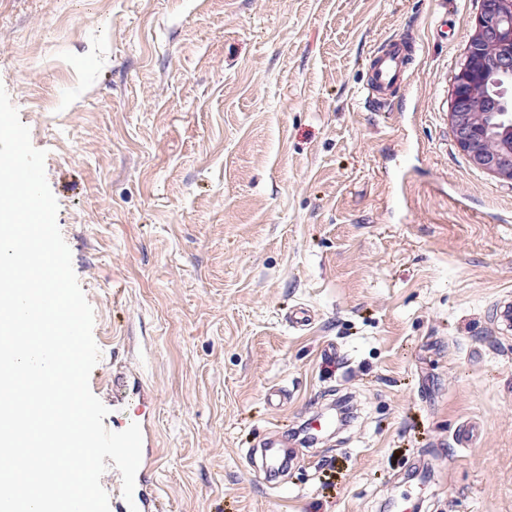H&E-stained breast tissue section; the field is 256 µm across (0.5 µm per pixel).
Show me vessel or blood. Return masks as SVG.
I'll return each mask as SVG.
<instances>
[{"label":"vessel or blood","instance_id":"1","mask_svg":"<svg viewBox=\"0 0 512 512\" xmlns=\"http://www.w3.org/2000/svg\"><path fill=\"white\" fill-rule=\"evenodd\" d=\"M417 46L408 39L391 38L372 53L368 72L366 92L370 101L384 105L402 86L407 85L409 74L407 66ZM138 402L141 410L135 416L142 432V456L135 480L132 500H125L121 490H114L116 512H158L160 496L155 488L152 471L156 462V453L152 447L151 399L147 393H140ZM288 465L279 442H268L262 459V470L267 482H274L279 473Z\"/></svg>","mask_w":512,"mask_h":512}]
</instances>
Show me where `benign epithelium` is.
Returning a JSON list of instances; mask_svg holds the SVG:
<instances>
[{
	"label": "benign epithelium",
	"mask_w": 512,
	"mask_h": 512,
	"mask_svg": "<svg viewBox=\"0 0 512 512\" xmlns=\"http://www.w3.org/2000/svg\"><path fill=\"white\" fill-rule=\"evenodd\" d=\"M448 114L470 164L512 181V0H481Z\"/></svg>",
	"instance_id": "7a95c632"
}]
</instances>
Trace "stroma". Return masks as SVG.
Segmentation results:
<instances>
[{
	"mask_svg": "<svg viewBox=\"0 0 512 512\" xmlns=\"http://www.w3.org/2000/svg\"><path fill=\"white\" fill-rule=\"evenodd\" d=\"M478 10L0 0V86L94 313L89 387L112 410V373L141 375L165 512H512V184L448 121ZM394 36L412 80L378 112L363 87ZM340 399L354 422L305 443ZM274 432L298 462L273 487L247 451Z\"/></svg>",
	"mask_w": 512,
	"mask_h": 512,
	"instance_id": "obj_1",
	"label": "stroma"
}]
</instances>
